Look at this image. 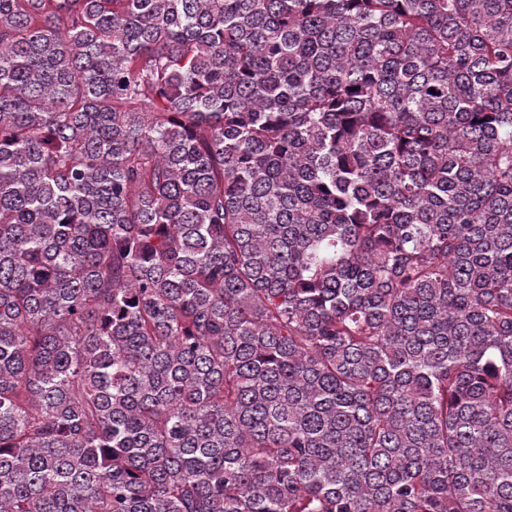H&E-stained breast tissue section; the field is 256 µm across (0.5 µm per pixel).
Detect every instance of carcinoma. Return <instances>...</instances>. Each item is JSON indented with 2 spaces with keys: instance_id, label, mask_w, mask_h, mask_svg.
<instances>
[{
  "instance_id": "carcinoma-1",
  "label": "carcinoma",
  "mask_w": 512,
  "mask_h": 512,
  "mask_svg": "<svg viewBox=\"0 0 512 512\" xmlns=\"http://www.w3.org/2000/svg\"><path fill=\"white\" fill-rule=\"evenodd\" d=\"M0 512H512V0H0Z\"/></svg>"
}]
</instances>
